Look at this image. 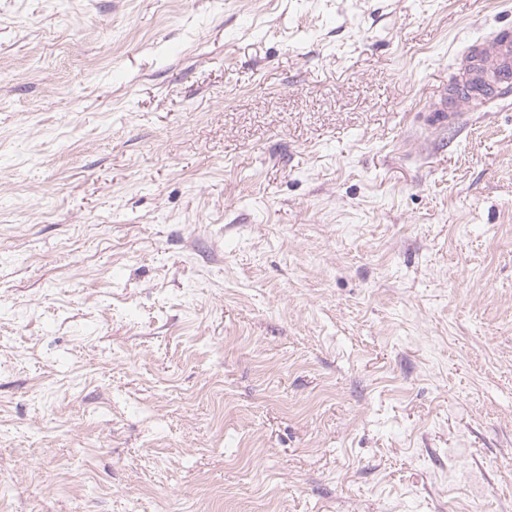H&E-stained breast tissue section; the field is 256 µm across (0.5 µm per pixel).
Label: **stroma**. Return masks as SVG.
Listing matches in <instances>:
<instances>
[{
    "instance_id": "stroma-1",
    "label": "stroma",
    "mask_w": 512,
    "mask_h": 512,
    "mask_svg": "<svg viewBox=\"0 0 512 512\" xmlns=\"http://www.w3.org/2000/svg\"><path fill=\"white\" fill-rule=\"evenodd\" d=\"M512 0H0V512H512ZM457 73L431 106L428 118L437 126L459 122L475 94L484 107L512 96V30L504 26L464 46L456 55Z\"/></svg>"
}]
</instances>
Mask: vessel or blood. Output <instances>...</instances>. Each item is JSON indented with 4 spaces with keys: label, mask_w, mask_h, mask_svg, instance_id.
<instances>
[{
    "label": "vessel or blood",
    "mask_w": 512,
    "mask_h": 512,
    "mask_svg": "<svg viewBox=\"0 0 512 512\" xmlns=\"http://www.w3.org/2000/svg\"><path fill=\"white\" fill-rule=\"evenodd\" d=\"M455 63L454 80L432 102L428 115L442 127L459 122L475 94H483L488 108L512 96V28H498L464 46Z\"/></svg>",
    "instance_id": "obj_1"
}]
</instances>
